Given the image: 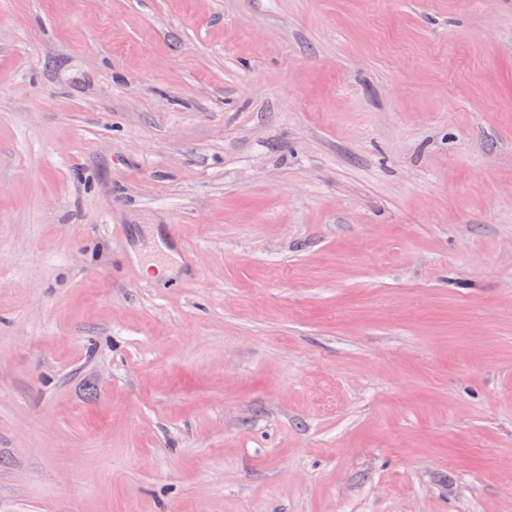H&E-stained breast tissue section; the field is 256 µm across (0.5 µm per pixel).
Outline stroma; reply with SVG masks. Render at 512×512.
Here are the masks:
<instances>
[{
  "mask_svg": "<svg viewBox=\"0 0 512 512\" xmlns=\"http://www.w3.org/2000/svg\"><path fill=\"white\" fill-rule=\"evenodd\" d=\"M0 512H512V0H0Z\"/></svg>",
  "mask_w": 512,
  "mask_h": 512,
  "instance_id": "1",
  "label": "stroma"
}]
</instances>
